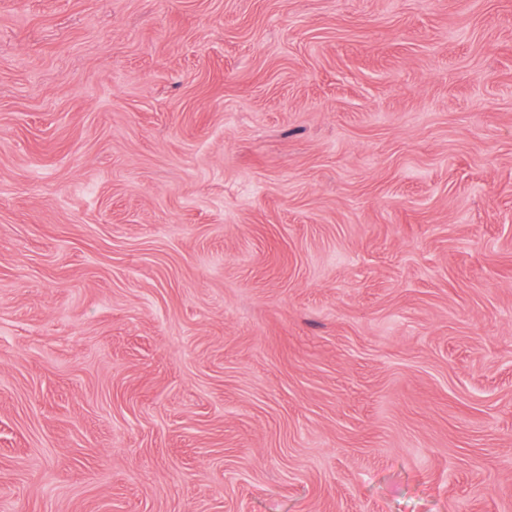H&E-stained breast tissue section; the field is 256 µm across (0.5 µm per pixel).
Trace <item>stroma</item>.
<instances>
[{"instance_id": "1", "label": "stroma", "mask_w": 512, "mask_h": 512, "mask_svg": "<svg viewBox=\"0 0 512 512\" xmlns=\"http://www.w3.org/2000/svg\"><path fill=\"white\" fill-rule=\"evenodd\" d=\"M0 512H512V0H0Z\"/></svg>"}]
</instances>
